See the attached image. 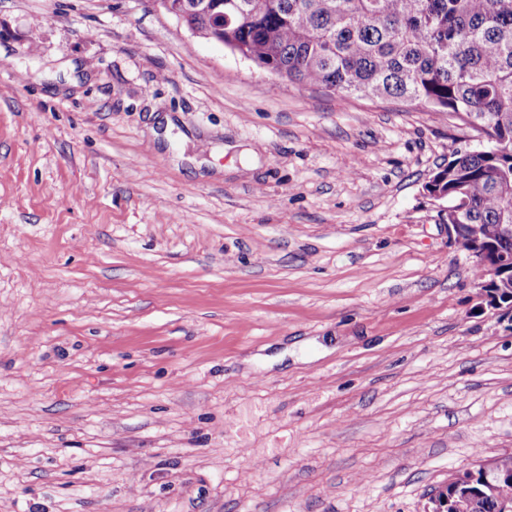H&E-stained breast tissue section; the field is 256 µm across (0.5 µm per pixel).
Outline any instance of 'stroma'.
Here are the masks:
<instances>
[{
    "instance_id": "35a3bbf8",
    "label": "stroma",
    "mask_w": 512,
    "mask_h": 512,
    "mask_svg": "<svg viewBox=\"0 0 512 512\" xmlns=\"http://www.w3.org/2000/svg\"><path fill=\"white\" fill-rule=\"evenodd\" d=\"M485 143L151 0H0V512H423L512 456V322L424 189Z\"/></svg>"
}]
</instances>
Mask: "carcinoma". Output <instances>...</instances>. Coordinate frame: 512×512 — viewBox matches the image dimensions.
<instances>
[{
  "instance_id": "1",
  "label": "carcinoma",
  "mask_w": 512,
  "mask_h": 512,
  "mask_svg": "<svg viewBox=\"0 0 512 512\" xmlns=\"http://www.w3.org/2000/svg\"><path fill=\"white\" fill-rule=\"evenodd\" d=\"M208 0H172L183 22L291 81L343 94L395 98L488 129L496 147L453 151L426 191L464 200L448 223L464 225L469 252L512 224V0H223L216 30ZM480 512L512 501V478L476 479Z\"/></svg>"
}]
</instances>
